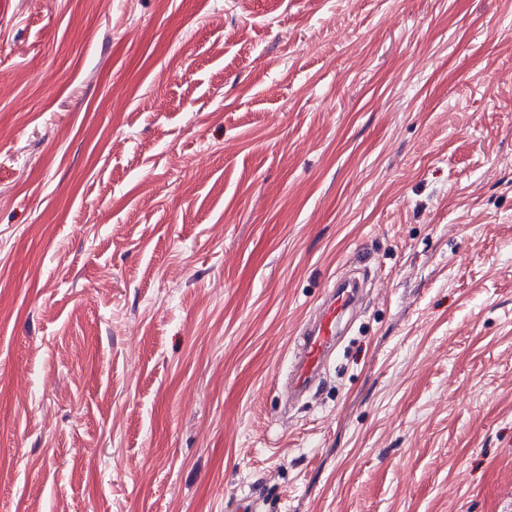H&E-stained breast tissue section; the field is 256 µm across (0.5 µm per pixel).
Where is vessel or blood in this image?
Returning a JSON list of instances; mask_svg holds the SVG:
<instances>
[{"instance_id":"vessel-or-blood-1","label":"vessel or blood","mask_w":512,"mask_h":512,"mask_svg":"<svg viewBox=\"0 0 512 512\" xmlns=\"http://www.w3.org/2000/svg\"><path fill=\"white\" fill-rule=\"evenodd\" d=\"M362 288L358 278L346 273L338 275L314 314L302 324L288 368L289 399L308 392L320 376L359 303Z\"/></svg>"}]
</instances>
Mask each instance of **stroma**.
<instances>
[{
    "label": "stroma",
    "instance_id": "35a3bbf8",
    "mask_svg": "<svg viewBox=\"0 0 512 512\" xmlns=\"http://www.w3.org/2000/svg\"><path fill=\"white\" fill-rule=\"evenodd\" d=\"M244 496L512 512V0H0V512ZM363 284L358 278L341 273L326 289L322 303L297 334L288 368V401L308 392L334 354L344 327L355 311Z\"/></svg>",
    "mask_w": 512,
    "mask_h": 512
}]
</instances>
